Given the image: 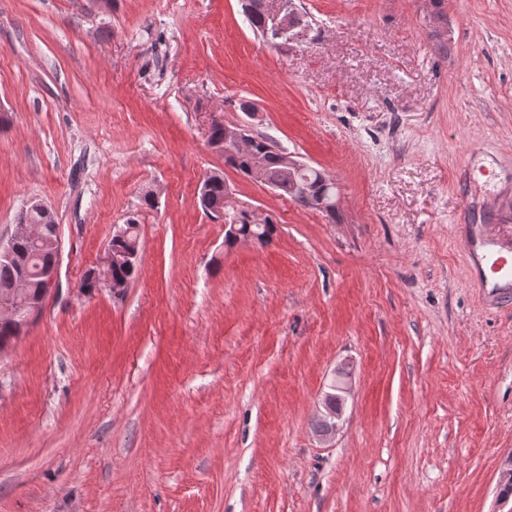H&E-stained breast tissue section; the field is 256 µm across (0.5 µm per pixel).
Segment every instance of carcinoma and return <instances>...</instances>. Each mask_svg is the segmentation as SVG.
<instances>
[{"instance_id":"cac0c4a2","label":"carcinoma","mask_w":512,"mask_h":512,"mask_svg":"<svg viewBox=\"0 0 512 512\" xmlns=\"http://www.w3.org/2000/svg\"><path fill=\"white\" fill-rule=\"evenodd\" d=\"M244 10L252 30L261 32L266 22V11L263 8L262 0H245ZM284 151L268 137L255 136L250 146V151L224 156V164L234 168L245 176L253 177L255 161H260V182L267 186H278L284 189L288 184L297 182L300 190L294 193V201L304 207H312V204L301 199L305 192L316 195L325 192L329 197L336 195V187L332 184L326 185V175L316 169L308 168L304 173L295 176L288 173V166L283 159ZM206 191L199 193V204L207 212L215 213L222 210L221 203L224 200V188L226 183L224 176L210 174L205 177ZM16 221L19 223L36 224L42 226L45 236L49 237L55 232L56 222L54 215L49 213L19 212ZM129 235L124 238H115L113 243L123 251L139 249L138 224L131 219L127 222ZM238 228L246 233L251 231L256 234V240L262 244L271 242L275 233V226L267 224L263 227L252 226L247 221H242ZM53 260L52 254L44 250L40 245L30 241L26 237L19 238L14 243V258L10 261L0 260V297L10 296L19 290L20 284H25L22 292L29 295H38L43 291L42 272ZM25 326L20 320H14L7 316L0 315V346L11 341L13 336Z\"/></svg>"}]
</instances>
